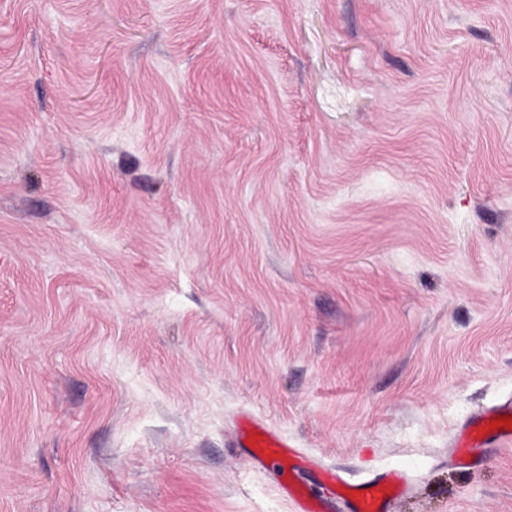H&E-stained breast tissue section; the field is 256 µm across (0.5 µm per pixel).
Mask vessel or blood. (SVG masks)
<instances>
[{
	"instance_id": "vessel-or-blood-1",
	"label": "vessel or blood",
	"mask_w": 512,
	"mask_h": 512,
	"mask_svg": "<svg viewBox=\"0 0 512 512\" xmlns=\"http://www.w3.org/2000/svg\"><path fill=\"white\" fill-rule=\"evenodd\" d=\"M503 415L512 417L511 399L475 412L452 438L453 463L459 466L472 464L494 442L511 445L512 430L492 431L487 427L488 422ZM236 445L240 448L263 449L264 454L256 458V465L276 474V488L284 499L291 502L295 512H331V502L312 503L297 485L296 480L307 459L300 454L294 442L275 429L259 424L253 430L240 431ZM290 458L295 461L291 467L286 464ZM407 481L406 471L394 467L369 480L351 484V497L348 501L351 512H385L391 502V492H404Z\"/></svg>"
}]
</instances>
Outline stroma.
Masks as SVG:
<instances>
[{
	"label": "stroma",
	"mask_w": 512,
	"mask_h": 512,
	"mask_svg": "<svg viewBox=\"0 0 512 512\" xmlns=\"http://www.w3.org/2000/svg\"><path fill=\"white\" fill-rule=\"evenodd\" d=\"M512 0H0V512H512ZM507 415L512 417V400L508 399L475 412L467 422L454 434L451 447L453 448L452 462L458 466H467L481 456L487 446L497 442L503 446L512 444V425H505L504 430L489 432L487 422L493 418ZM510 426V431H507ZM245 419L255 427V430L240 429L236 446L239 448H266L262 457L252 454V458L259 468L271 470L277 475L276 488L284 499L291 502L295 512H331L333 509L331 502L320 500L318 504L312 503L303 495L295 482V478H299L302 466L311 464L296 449L297 445L275 429L256 423L248 417ZM288 456L297 461V465L289 469L286 464ZM330 481L340 482L350 488L352 494L346 500L350 512L383 511L396 497H390L388 491L402 494L407 485L408 474L402 468H389L362 482H349L334 469L324 470ZM384 489V492H381Z\"/></svg>",
	"instance_id": "stroma-1"
}]
</instances>
